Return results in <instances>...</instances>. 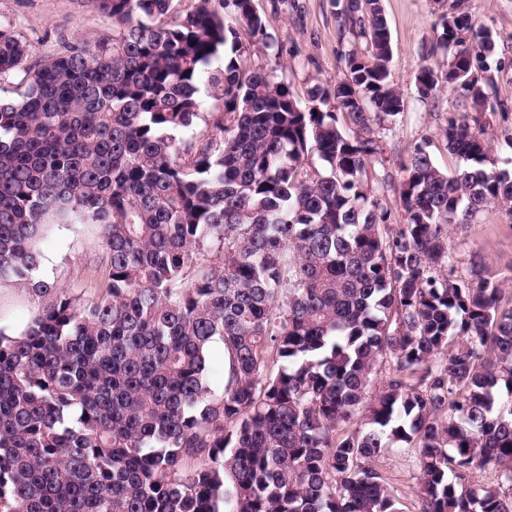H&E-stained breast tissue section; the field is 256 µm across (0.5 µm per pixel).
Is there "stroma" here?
Masks as SVG:
<instances>
[{
  "mask_svg": "<svg viewBox=\"0 0 512 512\" xmlns=\"http://www.w3.org/2000/svg\"><path fill=\"white\" fill-rule=\"evenodd\" d=\"M344 0H252L267 25L272 46L250 48V36L240 31L249 50L243 57L250 67L283 63V75L296 98L307 102L309 89L331 86L346 72L344 55L353 40L344 31L338 13ZM390 32L392 58L390 79L404 98V108L393 131L383 138L389 177L381 191L391 213V224L404 221L400 204L402 174L400 159L416 144L430 142L435 163L448 172L459 160L446 146L448 120L465 111L464 99L442 91L429 99L419 98L415 77L421 66L444 71L448 58L433 52L432 42L448 12L467 14L473 23L495 36L493 52L475 63L479 75L492 77L498 103L483 113L486 139L502 150L512 136V0H382ZM0 22L11 24L31 46L36 59L55 56L65 43H95L111 37L112 22L97 12L88 0H0ZM448 244L454 253V277L468 279L474 270L485 269L512 298V213L498 205L478 212L471 223L448 228ZM37 275L52 285L49 294L10 280L0 281V329L19 334L59 295L83 305L101 298L107 285V259L100 230L93 224H70L53 228L42 246ZM393 486L404 512H418V452L409 448L385 451L373 462Z\"/></svg>",
  "mask_w": 512,
  "mask_h": 512,
  "instance_id": "obj_1",
  "label": "stroma"
}]
</instances>
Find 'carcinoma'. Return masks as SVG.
<instances>
[{
    "mask_svg": "<svg viewBox=\"0 0 512 512\" xmlns=\"http://www.w3.org/2000/svg\"><path fill=\"white\" fill-rule=\"evenodd\" d=\"M173 2L90 0L112 38L34 64L0 24V84L18 80L0 97V280L51 291L35 274L54 224L97 225L108 258L103 298L0 331V512H402L371 467L393 446L418 449L420 512H512V307L478 271L440 274L448 225L512 211L479 121L495 85L472 75L492 31L448 14L447 70L415 77L419 98L459 89L475 115L445 129L454 174L425 143L399 162L393 233L369 185L386 164L372 125L403 109L381 0H347L367 53L306 106L282 64L244 65L237 27L270 46L252 0ZM224 358L219 341L215 340L210 348L208 381L213 391L219 392L224 385Z\"/></svg>",
    "mask_w": 512,
    "mask_h": 512,
    "instance_id": "1",
    "label": "carcinoma"
}]
</instances>
